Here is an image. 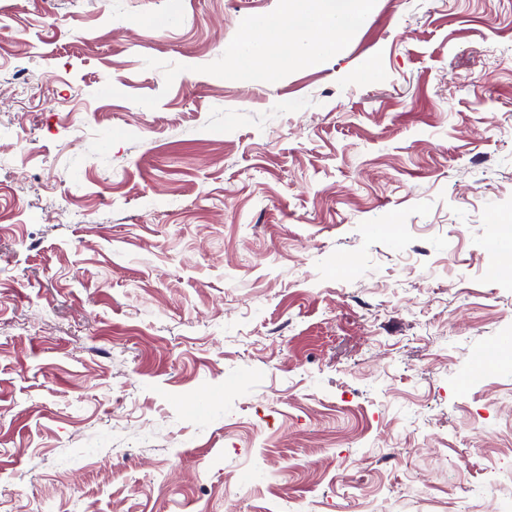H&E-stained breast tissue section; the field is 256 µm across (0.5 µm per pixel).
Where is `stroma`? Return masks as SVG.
<instances>
[{"label":"stroma","mask_w":512,"mask_h":512,"mask_svg":"<svg viewBox=\"0 0 512 512\" xmlns=\"http://www.w3.org/2000/svg\"><path fill=\"white\" fill-rule=\"evenodd\" d=\"M276 5L7 0L0 512H512V0Z\"/></svg>","instance_id":"35a3bbf8"}]
</instances>
